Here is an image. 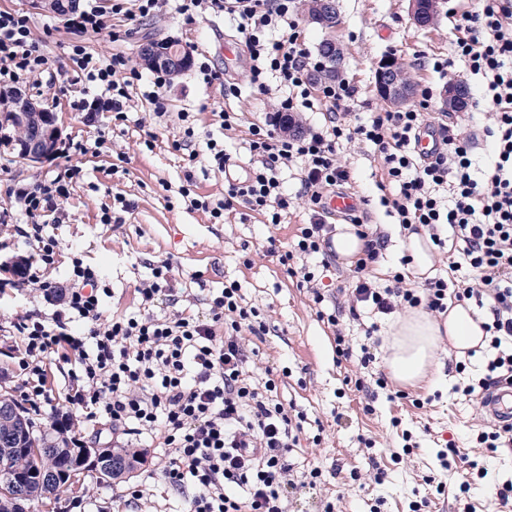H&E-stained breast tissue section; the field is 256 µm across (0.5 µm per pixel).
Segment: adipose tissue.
<instances>
[{"label":"adipose tissue","instance_id":"1","mask_svg":"<svg viewBox=\"0 0 512 512\" xmlns=\"http://www.w3.org/2000/svg\"><path fill=\"white\" fill-rule=\"evenodd\" d=\"M486 320L485 314L467 304L438 315L421 309L408 311L391 325L384 367L391 379L403 385L441 382L445 375L439 353L450 347L462 354L483 346Z\"/></svg>","mask_w":512,"mask_h":512}]
</instances>
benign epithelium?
Returning <instances> with one entry per match:
<instances>
[{
  "label": "benign epithelium",
  "mask_w": 512,
  "mask_h": 512,
  "mask_svg": "<svg viewBox=\"0 0 512 512\" xmlns=\"http://www.w3.org/2000/svg\"><path fill=\"white\" fill-rule=\"evenodd\" d=\"M32 4L41 10L63 15L78 7L76 3H57L55 0H32ZM413 22L418 26L425 25V20L437 11L439 0H409ZM140 58L147 68H164L168 71H182L189 64L190 55L187 51L169 45L163 47H146ZM381 95L393 104H404L413 96V84L408 73L394 59L383 61L377 69ZM18 101L20 111L0 114V144L9 145L18 151L21 159L30 165L42 164L51 160L58 149L59 128L56 116L37 100L20 91L0 92V107L6 109L13 101ZM3 412L12 416L13 427L10 429L8 441L15 447L23 446L25 437L31 430L25 420L22 409L7 401ZM106 464L104 453L99 448H81L74 457L73 468L86 470L99 468ZM47 476L35 468H19L11 474V485L21 490L33 482H43Z\"/></svg>",
  "instance_id": "obj_1"
}]
</instances>
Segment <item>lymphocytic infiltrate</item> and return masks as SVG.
Masks as SVG:
<instances>
[{
    "mask_svg": "<svg viewBox=\"0 0 512 512\" xmlns=\"http://www.w3.org/2000/svg\"><path fill=\"white\" fill-rule=\"evenodd\" d=\"M179 10L189 18L214 11L232 19L243 38L251 86L263 94L278 91L280 104L278 112L248 127L247 184L225 185L224 198L217 202L197 198L185 187L180 191L184 201L208 211L218 223L242 205L267 213L277 224L291 206L279 172L299 166L298 196L310 222L293 249L282 252L273 243L267 248L286 265L321 251L328 230L325 193L351 179L340 159L341 146L370 145L397 188L395 194L380 195V205L397 215L404 230L423 227L435 246L444 247L453 237L461 248L458 260L448 264L447 277L426 280L423 295L405 287L401 271L390 286L377 288L366 272L378 262L381 242L363 219L354 218L365 248L354 265L353 303L372 304L383 314L400 306L443 313L452 301L488 308L490 320L483 329L491 355L484 374L462 393L478 399L494 387L512 385V68L505 66L512 61V0H484L481 8L454 18L457 56L484 83L473 87L465 110L451 124L416 107L365 116L353 79L314 84L312 77L324 63L305 44L296 0H181ZM122 11L118 0L108 12L89 5L73 21L77 38L67 52L84 84L72 109L111 113L116 125L126 121L131 89L141 75L128 56L87 52L81 37L107 28L108 14ZM49 69L42 42L32 36L30 16L0 11V86L30 82ZM316 106L327 113L323 126L278 134L285 118ZM424 126L436 127L443 141L429 160L417 157L412 147ZM470 126L482 129L492 151L480 170L473 166L472 141L465 133ZM82 177L81 167L73 165L68 183L49 179L12 189L27 219L24 236L36 249L37 264H53L59 242L46 235L47 219ZM171 279L169 262L154 266L136 289L139 314L111 318L105 314L110 289L104 277L74 258L62 307L9 325L21 341L25 402L37 414L51 404L46 367L59 358L72 366L65 405L94 428L107 425L129 436L153 433L166 451L163 482L195 488L187 512H288L285 492L295 484L290 455L304 416L286 410L273 377L261 382L254 376L244 337L266 335L261 312L244 305L240 285L230 282L213 295L208 319L187 308L157 316L160 302L175 299Z\"/></svg>",
    "mask_w": 512,
    "mask_h": 512,
    "instance_id": "lymphocytic-infiltrate-1",
    "label": "lymphocytic infiltrate"
}]
</instances>
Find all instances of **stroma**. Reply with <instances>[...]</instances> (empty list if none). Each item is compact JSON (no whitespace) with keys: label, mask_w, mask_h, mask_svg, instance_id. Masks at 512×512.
Returning <instances> with one entry per match:
<instances>
[{"label":"stroma","mask_w":512,"mask_h":512,"mask_svg":"<svg viewBox=\"0 0 512 512\" xmlns=\"http://www.w3.org/2000/svg\"><path fill=\"white\" fill-rule=\"evenodd\" d=\"M474 3L444 0L434 23L420 28L409 16L407 0H336V28L326 30L305 18L300 24L310 51H318L326 39L340 46V75L355 79L365 111L379 112L387 104L378 93L375 74L381 60L388 57L408 68L418 89L428 86L436 92L452 81L467 86L478 83V76L465 75L460 61L453 73L444 76L413 67L417 56L450 54L455 38L451 13ZM178 5V0H162L153 18L127 21L115 32L83 37L94 54L122 53L133 58L146 37L174 39L189 50L192 59L208 61L217 74L208 84L192 68L172 78L164 92L161 116L153 105L133 97L129 119L120 126L113 125L110 113L72 110L70 103L79 98L82 85L70 70L63 48L75 32L69 20L30 11L33 34L43 42L51 69L38 82L23 85V92L57 115L63 137L91 141L103 133L109 138L108 150L69 160L57 156L32 168L15 152L0 149V212L5 215L0 221V271L9 269L16 258L34 254L21 233L25 218L14 206L10 189L63 174L70 163L81 166V184L59 203V223L46 228L61 248L53 264L42 269L43 279L65 290L72 258L81 255L85 263L101 271L112 290L106 300L108 313L132 315L139 308L136 285L150 275L153 265L166 260L173 267L171 286L176 295L188 298L194 312L203 317L209 313L211 296L225 283L238 282L245 304L259 308L267 318V335L251 342L255 361L276 372L280 400L293 403L306 418L301 445L293 451L295 467L301 473L312 467L322 473L316 485L289 494L288 512H324L330 502L338 512H408L410 501L422 499L429 502L428 512H455L456 497L462 493L459 486L464 482L469 485L465 493L472 512H500L494 486L512 478V450L491 452L473 446L474 433L491 420L479 401L455 390L456 385L483 372L486 351L462 357L452 350L442 355L447 377L435 387L423 383L403 388L393 381L379 386V379L386 375L383 342L392 316L367 308L359 316L350 314L346 291L352 286L353 272L331 249L307 260L309 266L322 271L326 297L319 307L314 306L300 276L287 272L266 251L270 236L281 249H290L298 228L309 221L306 206L296 197L298 169L281 175L295 201L278 224L241 205L217 224L209 213L188 207L180 197V187L188 182L198 195L214 201L224 197V174L206 159L208 140L223 142L234 160L244 164L250 160L244 133L224 130L218 111L238 113L247 124L261 121L278 105L275 94L255 91L246 73L225 75L220 45L237 39L234 23L214 13L190 19L179 13ZM183 112L190 114L195 134L189 150L176 152L170 144L183 136L179 118ZM341 157L352 171L349 191L368 199L367 220L384 241L380 260L370 271L375 285L382 288L401 265L404 232L378 204L376 183L382 171L372 148L348 144ZM117 195L129 201V210L120 223H101L103 208L111 206ZM320 309L336 313L352 349L350 359H337L334 331L317 317ZM46 310L39 285L23 282L0 292V321ZM373 323L377 332L366 336L367 326ZM367 352L373 359L365 365L361 359ZM460 362L465 363V370H457ZM34 421L41 430L64 424L83 441L102 448L143 452L144 461L131 482L150 484L153 496L136 504L129 502L128 484L112 483L89 470L82 474L81 487L74 493L83 501L85 512H182L189 495L166 489L158 478L163 450L154 435L132 438L108 430L96 433L84 427L73 411L62 417L48 409ZM407 432L412 435L413 449L406 455L402 446ZM449 443L485 467L487 478L470 481L463 466L442 467L438 453Z\"/></svg>","instance_id":"1"}]
</instances>
